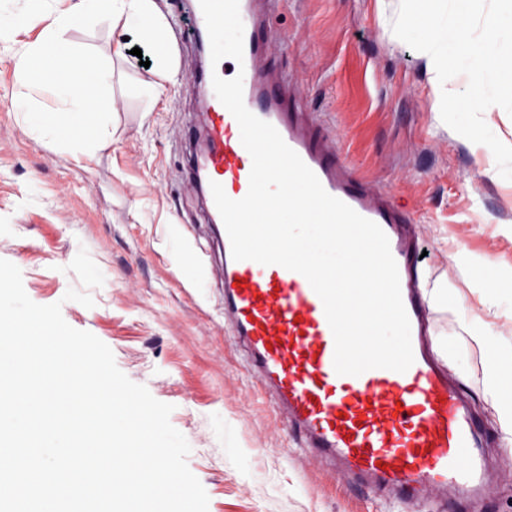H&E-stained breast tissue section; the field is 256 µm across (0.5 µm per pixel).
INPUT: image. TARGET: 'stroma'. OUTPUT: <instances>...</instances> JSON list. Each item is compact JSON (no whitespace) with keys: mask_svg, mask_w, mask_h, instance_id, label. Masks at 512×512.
Instances as JSON below:
<instances>
[{"mask_svg":"<svg viewBox=\"0 0 512 512\" xmlns=\"http://www.w3.org/2000/svg\"><path fill=\"white\" fill-rule=\"evenodd\" d=\"M173 35L176 70L160 82L155 68L114 57L123 30L101 40L75 26L74 41L112 60L109 133L84 158L43 142L7 107L22 94L0 52V259L15 264L32 301L61 303L73 328L110 347L118 368L173 405V426L192 442L187 459L209 496L208 512H512V447L499 443L484 399L488 354L484 336L512 342V324H484L482 273L463 275L461 258L492 259L512 270V181L485 176V145L441 119L442 87L418 51L388 30L399 0H261L268 68L302 111L317 116L338 140L345 160L415 211L427 256L423 284L439 336L462 349L467 371L455 379L482 430L494 438L482 497L456 508V491L412 504L390 493L353 489L340 468L309 461L299 437L279 417L273 397L248 372L240 343L224 332L221 257L205 204L184 179L190 136H202L206 101L193 85L203 52L176 37L188 16L175 0H156ZM163 85L150 111L124 102L126 83ZM186 246L204 281L184 284L173 267L172 241ZM112 275L92 291L93 307L65 300L79 280L67 267L80 247ZM223 414L277 472L282 493L265 500L242 484L204 428Z\"/></svg>","mask_w":512,"mask_h":512,"instance_id":"1","label":"stroma"}]
</instances>
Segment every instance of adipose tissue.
<instances>
[{
  "label": "adipose tissue",
  "instance_id": "1",
  "mask_svg": "<svg viewBox=\"0 0 512 512\" xmlns=\"http://www.w3.org/2000/svg\"><path fill=\"white\" fill-rule=\"evenodd\" d=\"M24 20L41 23L42 31L36 40L14 42L9 61L26 92L12 99L11 110L32 135L70 153L91 156L98 151L111 80L110 70L96 61L89 45L69 39L75 24L94 27L104 39L113 28L133 32L154 48L162 77L172 71L171 45L155 0H77L71 6L66 0H0V42L14 41L15 28ZM486 349V401L495 411L502 441L511 446L512 345H500L490 335ZM207 430L214 444L243 462L241 477L263 498L276 494L275 474L251 466L257 451L236 438L229 418H210Z\"/></svg>",
  "mask_w": 512,
  "mask_h": 512
}]
</instances>
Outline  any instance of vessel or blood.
Returning a JSON list of instances; mask_svg holds the SVG:
<instances>
[{
	"label": "vessel or blood",
	"instance_id": "b4317fda",
	"mask_svg": "<svg viewBox=\"0 0 512 512\" xmlns=\"http://www.w3.org/2000/svg\"><path fill=\"white\" fill-rule=\"evenodd\" d=\"M256 0H239L244 24L242 61L222 59L199 81L243 75L246 107L272 124L316 174L327 193L386 234L397 263L402 300L411 325L412 366L403 373L370 369L358 376L334 369L335 342L321 299L307 279L279 265L237 261L217 208L209 216L224 254V323L247 350L250 371L278 398V409L305 439L310 455L341 463L365 488H388L407 502L428 488L455 484L480 489L485 477L484 437L464 395L430 357L433 316L422 293L423 243L389 192L360 177L341 158L340 145L318 137L314 116L291 111L278 86L265 79ZM202 154L189 157L188 180L220 183L228 197L249 190L252 159L240 128L216 95L207 103Z\"/></svg>",
	"mask_w": 512,
	"mask_h": 512
}]
</instances>
